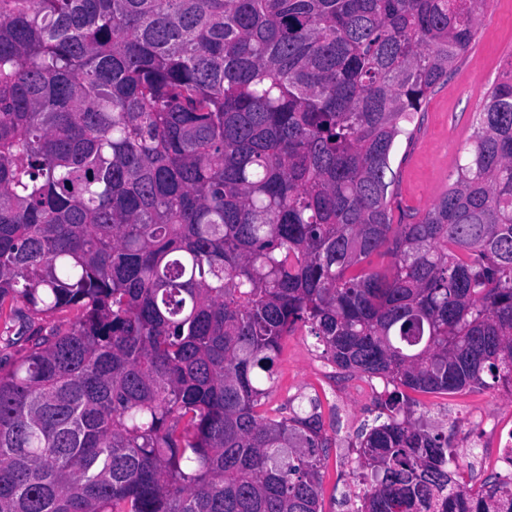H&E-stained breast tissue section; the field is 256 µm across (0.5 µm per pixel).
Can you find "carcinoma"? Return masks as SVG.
<instances>
[{"label": "carcinoma", "instance_id": "obj_1", "mask_svg": "<svg viewBox=\"0 0 512 512\" xmlns=\"http://www.w3.org/2000/svg\"><path fill=\"white\" fill-rule=\"evenodd\" d=\"M485 2L0 0V320L36 337L0 366V512H320L319 395L264 409L299 324L384 383L353 512H512L407 394L512 397V71L392 215Z\"/></svg>", "mask_w": 512, "mask_h": 512}]
</instances>
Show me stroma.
Masks as SVG:
<instances>
[{"instance_id":"obj_1","label":"stroma","mask_w":512,"mask_h":512,"mask_svg":"<svg viewBox=\"0 0 512 512\" xmlns=\"http://www.w3.org/2000/svg\"><path fill=\"white\" fill-rule=\"evenodd\" d=\"M512 56V0H487L476 38L459 59L447 83L429 96L413 144L398 142L391 167L396 174L394 202L425 211L446 189L462 159L474 113ZM276 382L268 405H287L299 395L319 394L325 424L335 425L336 445L322 470V512H348L347 502L363 493L354 478L357 434L380 412L375 399L362 396L369 379L345 374L323 358L308 328H297L282 342ZM419 410L429 425L452 434L451 442L464 479L481 481L493 475L490 464L497 434L476 424V416L495 422L512 418V398L495 387L454 394L419 395Z\"/></svg>"}]
</instances>
